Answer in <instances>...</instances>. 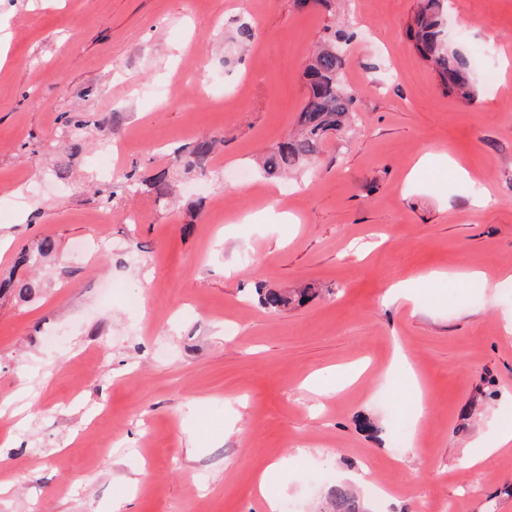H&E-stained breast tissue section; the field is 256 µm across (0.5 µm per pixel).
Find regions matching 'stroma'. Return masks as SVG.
Here are the masks:
<instances>
[{
    "label": "stroma",
    "mask_w": 512,
    "mask_h": 512,
    "mask_svg": "<svg viewBox=\"0 0 512 512\" xmlns=\"http://www.w3.org/2000/svg\"><path fill=\"white\" fill-rule=\"evenodd\" d=\"M449 7L451 45L485 47L498 74L471 105L414 50L417 0H0V277L22 246L57 244L35 301L0 299V512L128 498L135 512H266L269 497L323 512L359 472L368 512H512V446L467 465L512 409V0ZM329 25L354 35L355 120L314 162L266 176ZM189 67L212 81L205 95L147 97ZM205 139L218 142L206 176L161 201L118 194L102 219L105 142L141 181ZM459 268L482 271L479 295L434 280L415 301L385 297ZM304 284L318 290L304 305L258 303V287ZM399 347L430 395L401 448ZM361 360L332 398L303 385Z\"/></svg>",
    "instance_id": "stroma-1"
}]
</instances>
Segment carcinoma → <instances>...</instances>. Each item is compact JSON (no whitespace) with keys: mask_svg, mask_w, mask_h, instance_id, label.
<instances>
[{"mask_svg":"<svg viewBox=\"0 0 512 512\" xmlns=\"http://www.w3.org/2000/svg\"><path fill=\"white\" fill-rule=\"evenodd\" d=\"M445 0H419L409 25L414 48L439 78L443 88L457 98L471 102L477 95L474 57L450 48L445 31ZM325 37L315 51L305 72L306 102L300 113L298 132L279 143L263 159L262 170L270 176L304 165L316 158L322 141L332 132L347 125L355 110L356 99L343 82V52L353 35L342 29L326 28ZM215 142L201 140L187 147L180 155L181 167L187 171H205L206 161ZM158 199L171 193L169 174L160 171L145 183ZM56 252L55 241L44 238L32 250L23 248L17 266L36 268ZM40 284L12 274L0 280V297L11 295L22 302L33 300ZM314 289L300 288L293 292L274 289L258 290L260 304L272 311H282L309 299ZM333 512H365L363 501L351 485L336 483L329 490Z\"/></svg>","mask_w":512,"mask_h":512,"instance_id":"carcinoma-1","label":"carcinoma"}]
</instances>
